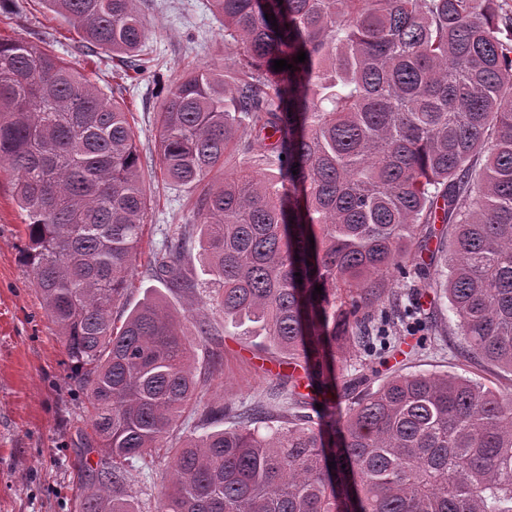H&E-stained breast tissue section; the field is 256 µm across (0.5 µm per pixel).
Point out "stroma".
I'll use <instances>...</instances> for the list:
<instances>
[{
	"label": "stroma",
	"instance_id": "35a3bbf8",
	"mask_svg": "<svg viewBox=\"0 0 512 512\" xmlns=\"http://www.w3.org/2000/svg\"><path fill=\"white\" fill-rule=\"evenodd\" d=\"M145 17L153 29L146 50L167 78L195 68H219L232 58L224 32L208 0H146ZM0 33L46 46L72 68L96 82L104 92L120 91L144 157L143 180L148 209L141 254L128 280L124 305L115 307V323L144 298L163 300L170 310L186 313L208 304V276L198 275L195 294L170 292L147 265L164 252L175 228L194 224L190 196L165 182L155 153V117L163 98L152 75L122 78L118 60L85 48L77 35L44 0H0ZM12 177L0 173V512H79L83 487L96 482L105 467L101 452L86 449L88 400L70 378L64 348L46 316L31 269L21 258L26 216L12 194ZM213 333L198 336L194 323L184 330L195 342V365L209 376L199 394L201 404L225 400L235 406H267L273 416L291 414L288 396L270 401L280 376L304 379L302 365L289 364L277 351L263 348L259 337L225 324L210 311ZM392 345L385 358L368 367L376 381L396 373H451L512 391V373L481 359H465L456 318L441 308L435 323L410 329L390 327ZM221 367L209 372L212 355ZM169 450H157L128 493L139 512H154L155 500L170 470Z\"/></svg>",
	"mask_w": 512,
	"mask_h": 512
}]
</instances>
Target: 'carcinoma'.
Listing matches in <instances>:
<instances>
[{"label":"carcinoma","mask_w":512,"mask_h":512,"mask_svg":"<svg viewBox=\"0 0 512 512\" xmlns=\"http://www.w3.org/2000/svg\"><path fill=\"white\" fill-rule=\"evenodd\" d=\"M45 2L85 46L153 68L137 0ZM212 7L235 58L164 87L159 164L193 197L210 302L303 356L330 411L317 427L298 413L274 426L259 406L196 411L205 432L184 436L155 512H512L511 393L424 373L362 390L359 373L378 333L413 315L382 296L383 271L427 280L469 353L512 373V0ZM247 132L260 148L207 182ZM2 169L26 212L24 261L93 409L85 447L112 462L80 512H136L135 463L164 447L201 383L183 321L209 336L210 319L147 297L112 325L147 212L137 137L122 102L23 38L0 37ZM436 223L450 241L440 269ZM187 241L182 228L151 271L193 295ZM339 330L361 342L341 414L326 379Z\"/></svg>","instance_id":"obj_1"}]
</instances>
